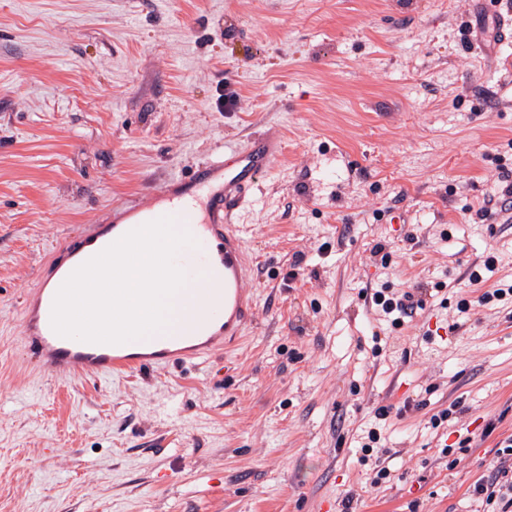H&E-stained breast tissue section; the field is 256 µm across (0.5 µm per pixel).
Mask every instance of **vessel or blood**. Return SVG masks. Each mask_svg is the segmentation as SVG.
<instances>
[{"label":"vessel or blood","instance_id":"vessel-or-blood-1","mask_svg":"<svg viewBox=\"0 0 512 512\" xmlns=\"http://www.w3.org/2000/svg\"><path fill=\"white\" fill-rule=\"evenodd\" d=\"M281 145V138L268 132L225 145L189 174L162 181L150 201L136 197L114 201L108 223L83 225L65 237L51 256V275L61 283L81 265L88 247L105 249L134 225L162 217L189 224L197 245L185 256L187 266H202L219 281L203 300L206 315L200 329L159 341L148 350L129 342L95 344L65 338L51 326L56 291L43 287L33 304L24 308L26 351L51 372L63 370L106 381L175 363H204L217 350L232 347L255 318V301L244 286L243 238L232 217L269 173Z\"/></svg>","mask_w":512,"mask_h":512}]
</instances>
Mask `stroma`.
<instances>
[{"label": "stroma", "mask_w": 512, "mask_h": 512, "mask_svg": "<svg viewBox=\"0 0 512 512\" xmlns=\"http://www.w3.org/2000/svg\"><path fill=\"white\" fill-rule=\"evenodd\" d=\"M492 2L498 44L462 37L481 0H0V512H484L512 439V300L476 303L512 281ZM263 130L284 150L234 218L238 348L105 382L36 366L22 303L51 245ZM386 282L423 302L397 329Z\"/></svg>", "instance_id": "obj_1"}]
</instances>
